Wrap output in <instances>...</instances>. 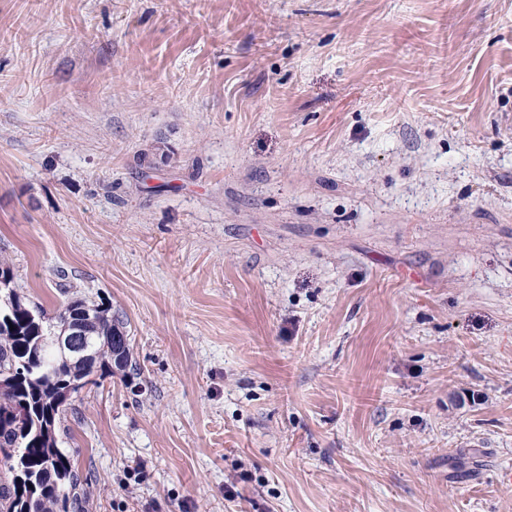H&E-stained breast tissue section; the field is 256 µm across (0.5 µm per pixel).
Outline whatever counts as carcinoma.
I'll return each mask as SVG.
<instances>
[{
    "mask_svg": "<svg viewBox=\"0 0 512 512\" xmlns=\"http://www.w3.org/2000/svg\"><path fill=\"white\" fill-rule=\"evenodd\" d=\"M77 321L93 337V357L68 362L42 337ZM124 322L106 303L73 298L52 316L15 289L0 295V512H84L89 496L74 460L57 447L58 424L90 378L125 372Z\"/></svg>",
    "mask_w": 512,
    "mask_h": 512,
    "instance_id": "1",
    "label": "carcinoma"
}]
</instances>
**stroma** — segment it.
Masks as SVG:
<instances>
[{"label":"stroma","instance_id":"stroma-1","mask_svg":"<svg viewBox=\"0 0 512 512\" xmlns=\"http://www.w3.org/2000/svg\"><path fill=\"white\" fill-rule=\"evenodd\" d=\"M0 256L86 512H512V0H0Z\"/></svg>","mask_w":512,"mask_h":512}]
</instances>
